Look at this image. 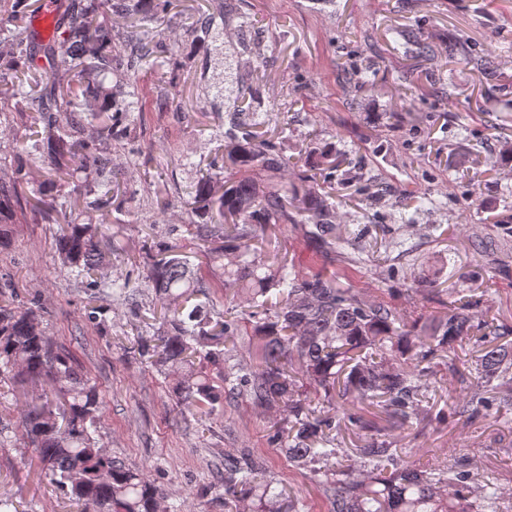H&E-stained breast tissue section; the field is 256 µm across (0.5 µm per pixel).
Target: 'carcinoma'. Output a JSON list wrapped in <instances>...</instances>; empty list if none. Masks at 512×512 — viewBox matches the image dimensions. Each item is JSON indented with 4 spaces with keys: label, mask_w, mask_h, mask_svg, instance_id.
I'll use <instances>...</instances> for the list:
<instances>
[{
    "label": "carcinoma",
    "mask_w": 512,
    "mask_h": 512,
    "mask_svg": "<svg viewBox=\"0 0 512 512\" xmlns=\"http://www.w3.org/2000/svg\"><path fill=\"white\" fill-rule=\"evenodd\" d=\"M169 0H70L63 27L43 56L51 84L30 97L35 121L47 135L40 141L44 162L41 186H72L64 207L100 211L123 193L122 174L112 170L106 142L125 136L135 122L134 103L116 99L106 85L122 68L112 35V11L150 22ZM27 0L0 13V31L16 24ZM15 52L0 57V112L15 95L9 79L36 68V54L23 33L12 31ZM222 170L213 160L198 170L180 199L198 263L183 256L178 227L151 236L145 251V282L152 291L153 341L140 340V354L161 370H181L177 401L181 413L199 404L215 411L243 401L279 413L272 442L285 446L288 459L318 479L331 512H500L501 494L478 483L469 464L420 470L390 442L379 438L378 421L405 426L424 414L420 407L426 365L448 351V372L472 371L471 395L448 399V416L488 417L512 406V345L499 343V328L476 310L478 302L454 299L447 311L422 324H408L396 309L369 303L339 282L327 267L345 259L336 238V205L329 191L342 159L331 149L316 162L321 171L305 186L261 188L265 172L287 177L288 158L273 137L250 129L229 137ZM31 172L17 165L0 182V244L13 222L18 187ZM101 194L92 201L85 196ZM283 224H308L307 240L322 270L302 274L292 244L279 234ZM56 250L62 265L91 294L128 299L131 275H108L112 254L108 225L73 219L60 228ZM248 304L240 314L220 310L213 289ZM277 294H272V291ZM472 343L480 356L471 366L454 355ZM256 347V359L241 346ZM0 376L20 386H41L42 395L25 400V431L36 447L40 476L67 499L70 512H160L157 486L140 470L97 446L101 408L95 387L52 350L35 312L0 304ZM370 438L356 449L357 460L329 473L338 455L341 422ZM320 447H315V444ZM252 498L254 512H301L304 505L266 477L264 459L248 453L224 465V508L237 512L239 496Z\"/></svg>",
    "instance_id": "obj_1"
}]
</instances>
